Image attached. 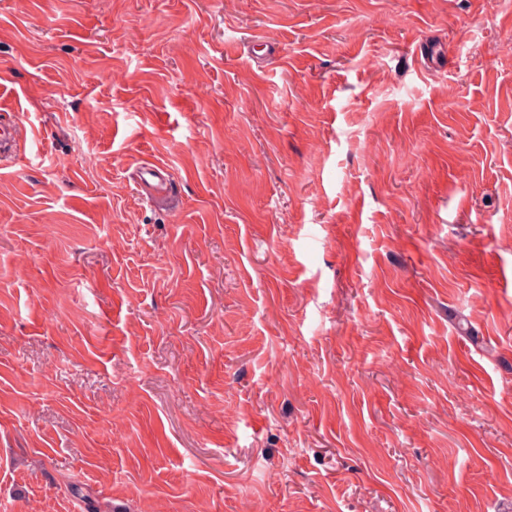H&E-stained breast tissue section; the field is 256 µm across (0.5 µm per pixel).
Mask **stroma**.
<instances>
[{"label":"stroma","mask_w":512,"mask_h":512,"mask_svg":"<svg viewBox=\"0 0 512 512\" xmlns=\"http://www.w3.org/2000/svg\"><path fill=\"white\" fill-rule=\"evenodd\" d=\"M509 41L501 0H0V512H512ZM23 116V119L12 118L15 115ZM9 117L6 121H0V149H1V164L9 162L17 153L19 137L23 131H26L25 119L23 113H16ZM137 182L144 189L152 190L155 193L166 191L169 174L162 165H151L141 167L136 173Z\"/></svg>","instance_id":"stroma-1"}]
</instances>
